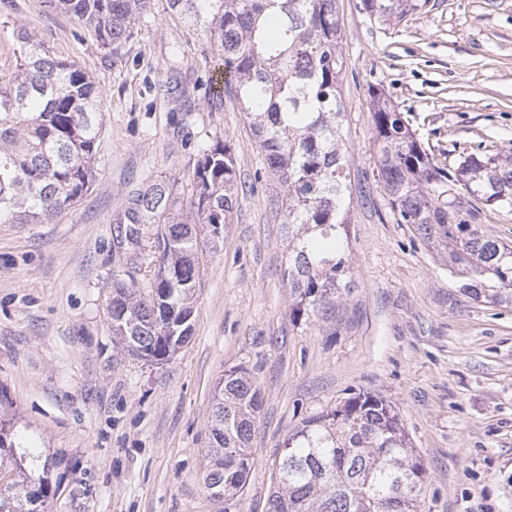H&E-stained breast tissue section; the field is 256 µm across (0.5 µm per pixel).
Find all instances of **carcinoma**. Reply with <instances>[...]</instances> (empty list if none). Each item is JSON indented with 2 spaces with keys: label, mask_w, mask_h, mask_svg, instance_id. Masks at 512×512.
Masks as SVG:
<instances>
[{
  "label": "carcinoma",
  "mask_w": 512,
  "mask_h": 512,
  "mask_svg": "<svg viewBox=\"0 0 512 512\" xmlns=\"http://www.w3.org/2000/svg\"><path fill=\"white\" fill-rule=\"evenodd\" d=\"M151 2L46 0L112 48L128 38ZM427 3L363 0V9L399 23ZM168 7L223 52L228 84L255 135L263 170L280 187L275 208L288 228L289 316L308 322L351 283L338 0H168ZM12 36L19 64L0 76V224H48L86 197L103 118L84 72L48 55L27 30ZM371 94L374 169L398 223L413 225L448 261L460 291L512 306V245L458 216L460 185L488 206L512 208V147L491 156L471 153L451 175L421 148L383 89ZM237 164L227 141L203 152L195 169V212L184 219L173 213L177 198L167 179L128 192L116 219L126 270L112 280L108 305L112 336L127 355L159 365L190 338L198 278L193 225H205L214 244L223 238L232 220ZM148 224L155 225L156 264L151 288L142 293L126 279L137 272ZM261 407V391L245 369L224 371L203 475L218 503L231 502L247 483ZM38 461L22 446L15 423L0 419V512H48L51 483ZM423 474L396 407L362 391L308 417L288 436L267 512H420Z\"/></svg>",
  "instance_id": "obj_1"
}]
</instances>
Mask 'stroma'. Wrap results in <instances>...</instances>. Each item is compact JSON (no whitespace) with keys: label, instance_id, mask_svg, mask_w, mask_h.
I'll return each instance as SVG.
<instances>
[{"label":"stroma","instance_id":"stroma-1","mask_svg":"<svg viewBox=\"0 0 512 512\" xmlns=\"http://www.w3.org/2000/svg\"><path fill=\"white\" fill-rule=\"evenodd\" d=\"M352 284L327 316L288 317V237L256 180V139L224 85L220 49L153 0L118 49L42 0H0L11 32L90 76L103 115L87 196L50 224H0V413L49 460V512H219L203 485L213 395L247 369L263 404L247 487L230 512H266L281 448L308 416L372 391L396 406L426 474L421 512H512V306L460 293L445 261L397 223L377 182L372 87L439 161L512 145V0H428L400 23L339 0ZM238 160L233 222L201 243L193 335L160 365L125 354L107 305L126 257L115 220L134 188L174 182L193 208L201 150ZM460 216L512 241V210L463 196Z\"/></svg>","mask_w":512,"mask_h":512}]
</instances>
